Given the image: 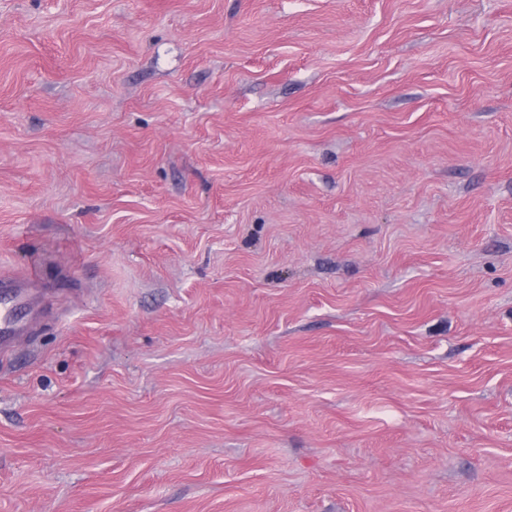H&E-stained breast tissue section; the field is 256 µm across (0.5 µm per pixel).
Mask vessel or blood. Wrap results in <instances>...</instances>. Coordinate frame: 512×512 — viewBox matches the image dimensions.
Instances as JSON below:
<instances>
[{"instance_id":"b4317fda","label":"vessel or blood","mask_w":512,"mask_h":512,"mask_svg":"<svg viewBox=\"0 0 512 512\" xmlns=\"http://www.w3.org/2000/svg\"><path fill=\"white\" fill-rule=\"evenodd\" d=\"M44 295L26 273L0 275V354L9 355L29 338L43 316Z\"/></svg>"}]
</instances>
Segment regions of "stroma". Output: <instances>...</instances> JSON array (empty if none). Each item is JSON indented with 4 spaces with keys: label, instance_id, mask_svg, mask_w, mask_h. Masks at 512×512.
<instances>
[{
    "label": "stroma",
    "instance_id": "1",
    "mask_svg": "<svg viewBox=\"0 0 512 512\" xmlns=\"http://www.w3.org/2000/svg\"><path fill=\"white\" fill-rule=\"evenodd\" d=\"M0 512H512V0H0ZM44 295L27 273L0 275V354L7 356L29 338L43 316Z\"/></svg>",
    "mask_w": 512,
    "mask_h": 512
}]
</instances>
